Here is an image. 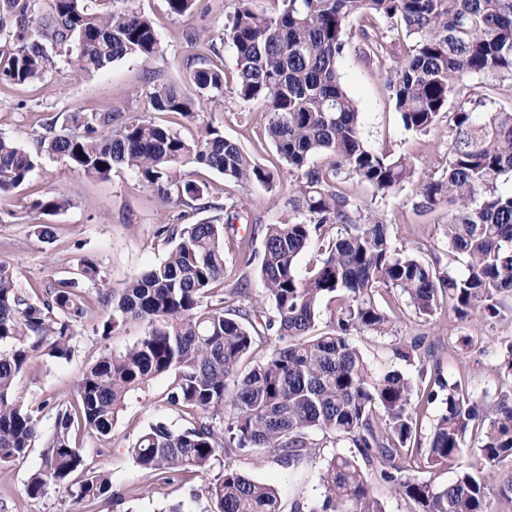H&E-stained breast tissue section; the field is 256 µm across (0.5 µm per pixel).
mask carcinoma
Segmentation results:
<instances>
[{
  "mask_svg": "<svg viewBox=\"0 0 512 512\" xmlns=\"http://www.w3.org/2000/svg\"><path fill=\"white\" fill-rule=\"evenodd\" d=\"M119 0H0V83L22 85L64 64L96 73L127 56L146 60L161 53L151 17ZM269 14L256 0H235L224 23L236 55L232 93L262 102L266 133L296 179L288 203L297 217L263 229L258 276L263 294L243 310L224 292L223 219L191 222L209 208L211 187L188 179L181 167L195 163L226 179L259 183L274 196L279 176L257 164L236 142L207 124L188 140L151 118L175 113L201 116L200 102L224 94V65L194 70L196 96L172 82L158 83L142 112H75L67 124L42 126L36 152L0 136V196L20 187L44 157L64 160L88 177L134 171L141 183L179 212L165 224L172 248L119 292L97 298L88 288L104 280L87 259L41 294L19 287L10 264L0 261V463L24 460L39 440V413L47 406L17 397L15 384L32 360H68L75 327L98 317L101 335L129 321L144 332L124 351L101 357L81 374L72 402L55 406L54 432L44 441L42 464L28 478L30 498L57 490L74 502L111 498L112 473L89 466L73 436L107 439L126 395L172 374L167 403L185 425L159 421L139 433L127 452L145 478L169 485L199 475L224 460L222 471L195 496L197 512H283L275 487L240 471L233 458L268 453L291 468L321 462L320 500L296 501L292 512H386L370 488L369 468L398 485L410 512H495L490 480L512 463V390L488 401L419 371L415 382L400 371L375 373L353 337L387 336L393 317L378 303L381 290H396L414 312L430 317L439 295L461 321L500 314L512 298V192L500 176L512 175V110L484 94L464 91L470 77H512V0H278ZM375 17L412 42L406 58L389 67L386 88L403 128L430 131L450 116L445 177L419 184V207H448L443 234L448 255L467 260L466 273H441L413 253L393 246L389 225L375 210L350 209L336 183L354 179L373 196H387L417 174L405 156L390 157L362 137V113L340 81L338 65L349 40L383 64L394 43L373 36L354 19ZM322 156L325 163L314 165ZM71 200L46 193L29 201L40 215L68 209ZM321 240L314 267L297 271L299 256ZM329 324H317L323 307ZM275 337L268 356L252 366L259 332ZM443 396L445 411L422 446L420 410ZM320 431L345 440L350 454H323ZM479 450L468 458L466 445ZM427 464L446 465L456 478L434 486L404 473L412 451Z\"/></svg>",
  "mask_w": 512,
  "mask_h": 512,
  "instance_id": "carcinoma-1",
  "label": "carcinoma"
}]
</instances>
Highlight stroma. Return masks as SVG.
<instances>
[{"mask_svg": "<svg viewBox=\"0 0 512 512\" xmlns=\"http://www.w3.org/2000/svg\"><path fill=\"white\" fill-rule=\"evenodd\" d=\"M206 2L208 15L177 16L168 14L164 0H128V7L156 21L162 55L149 60L129 56L92 76L64 66L30 84L0 85V135L28 149L32 146L33 131L41 124H65L72 113L142 111L144 96L153 84L173 82L182 91L193 93L194 88L186 78L185 38L190 33L196 35L201 47L215 46L226 75H233L235 52L230 44L222 42L221 33L234 0ZM339 75L363 114L367 145L394 157L411 158L424 175L444 177L448 162L446 126L426 133L405 130L388 95L384 70L364 57L357 42L348 43ZM201 108L202 118L196 122L167 112L155 113L154 118L188 139L198 136L203 123H210L226 139L237 142L258 164L276 171L282 183L292 180V173L266 134L265 105L245 103L227 93L203 101ZM183 171L192 178L207 181L213 190V206L203 211V218L215 216L218 207L228 205L246 220L238 232L224 234V286L238 289L237 305L248 307L259 299L263 286L255 268L240 264L237 243L242 238L251 240L253 251L261 252V227L287 222L294 212L285 197L271 196L260 184L240 185L192 163L186 164ZM339 189L352 206L383 213L397 248L412 251L422 261L438 262L440 271L465 273L464 259L448 256V242L442 234V226L448 221L447 209L418 208L416 184H404L383 198L374 196L370 188L353 179L344 180ZM47 192L69 195L71 206L50 217L30 212L29 200ZM173 212V206L143 187L133 171L119 168L113 170L109 179L101 180L71 169L60 159L46 157L22 186L0 197V261L15 267L21 288L38 292L75 271L80 260L89 259L105 275L101 290L118 291L166 255L171 243L159 236L158 229ZM44 222L52 224L54 240H45L36 233V225ZM96 325V319L91 317L77 326L70 360L37 358L18 380L17 394L22 400L45 405L40 421L43 434L54 430V403L74 399L84 369L104 353L119 352L132 345L142 331L141 325L132 323L105 337ZM465 335L472 339L466 347L459 343ZM418 337L423 340L419 349L422 362L437 366L443 377L462 381L475 396L490 400L512 389V373L500 367L501 343L512 338V302L502 308L500 317L488 322L478 318L461 322L449 317L444 308L429 318L405 309L392 334L358 336L354 342L374 372L398 369L415 376L418 366L404 362L397 352ZM170 382V377L162 376L147 387L130 392L112 428L111 439L103 441L83 435L77 438L87 461L111 470L114 490L125 497L122 505L103 499L76 503L57 492L29 498L28 477L42 463L41 450L36 447L23 461L0 465V512H161L173 503H190L192 495L203 489L205 477L153 489L126 453L139 432L154 422L162 420L176 428L182 426L178 411L165 401ZM233 463L253 479L274 486L284 507H291L300 497L310 504L319 497L318 464L305 461L288 469L274 457L250 455L234 458Z\"/></svg>", "mask_w": 512, "mask_h": 512, "instance_id": "stroma-1", "label": "stroma"}]
</instances>
